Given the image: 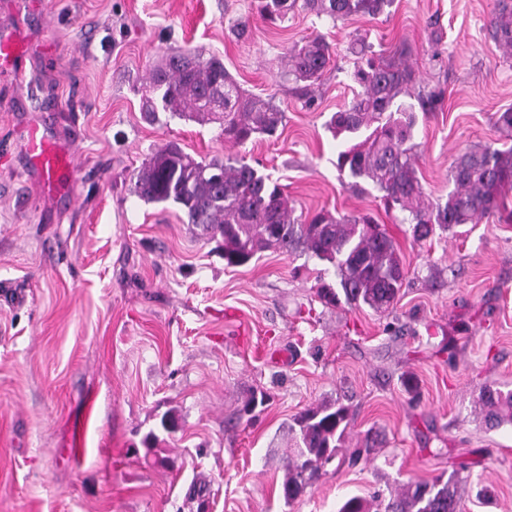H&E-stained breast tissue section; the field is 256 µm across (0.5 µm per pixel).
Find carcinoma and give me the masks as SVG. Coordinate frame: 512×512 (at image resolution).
<instances>
[{
    "label": "carcinoma",
    "instance_id": "obj_1",
    "mask_svg": "<svg viewBox=\"0 0 512 512\" xmlns=\"http://www.w3.org/2000/svg\"><path fill=\"white\" fill-rule=\"evenodd\" d=\"M260 16L282 21L296 9L334 21L354 16L375 17L392 0H258ZM494 40L512 51V0H496L489 21ZM357 61L351 77L359 91L325 122L333 137H343L336 169L359 187L366 182L388 209L407 213L416 241L430 238L435 227L470 224L504 204L512 192V148L474 145L458 154L448 170V197L424 200L412 143L416 116L401 97L410 94L414 71L404 62L408 50L396 47L390 56L377 55L355 36ZM331 61L330 45L308 38L287 52L286 76L314 84ZM152 95L142 100V112L156 118L158 110L220 124L224 142L242 145L258 135H275L285 112L270 100L245 94L215 57L177 49L148 74ZM135 192L152 203H172L211 239L224 241L228 267L249 264L265 250L304 254L330 266L334 283L323 282L318 298L326 305L340 302L382 314L400 297L406 271L397 244L388 230L368 214L335 216L320 210L305 217L294 208L279 184L244 160L226 155L197 160L173 143L153 150L139 169ZM486 425L512 424V392L486 389L481 398ZM301 445L288 463L282 496L298 499L338 455L350 424L341 402L309 408L294 418ZM430 480H414L400 492L368 500L354 495L337 512H458L459 471Z\"/></svg>",
    "mask_w": 512,
    "mask_h": 512
}]
</instances>
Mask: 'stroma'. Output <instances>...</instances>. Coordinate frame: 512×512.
I'll use <instances>...</instances> for the list:
<instances>
[{"label": "stroma", "mask_w": 512, "mask_h": 512, "mask_svg": "<svg viewBox=\"0 0 512 512\" xmlns=\"http://www.w3.org/2000/svg\"><path fill=\"white\" fill-rule=\"evenodd\" d=\"M494 0H393L332 22L296 11L260 19L256 0H0L25 72L0 70V512H336L468 466L460 512H512V424L486 428L485 387L512 391V193L504 210L414 241L371 185L336 169L328 116L355 93L354 33L387 54L407 45L414 94L443 90L414 128L427 200L474 144L512 145L494 112L512 107V52L487 31ZM249 24L248 39L233 26ZM322 35L333 62L305 101L287 51ZM174 48L221 58L249 93L285 113L274 137L226 145L218 124L141 112L145 78ZM72 146V194L43 191L31 127ZM174 142L196 159L235 153L282 185L296 213L371 214L407 275L379 315L323 306L331 268L263 252L224 265L177 207L147 203L136 175ZM268 402L242 414L252 394ZM349 405L343 447L367 462L325 466L286 503L280 487L304 409ZM175 431L161 427L166 415ZM205 484V510L187 492Z\"/></svg>", "instance_id": "obj_1"}]
</instances>
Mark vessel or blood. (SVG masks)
<instances>
[{"instance_id":"obj_1","label":"vessel or blood","mask_w":512,"mask_h":512,"mask_svg":"<svg viewBox=\"0 0 512 512\" xmlns=\"http://www.w3.org/2000/svg\"><path fill=\"white\" fill-rule=\"evenodd\" d=\"M0 68L15 73L23 71V53L16 36L0 31ZM26 149L43 187L51 193H68L72 183L75 160L72 153L62 151L54 138L44 130L31 129Z\"/></svg>"}]
</instances>
